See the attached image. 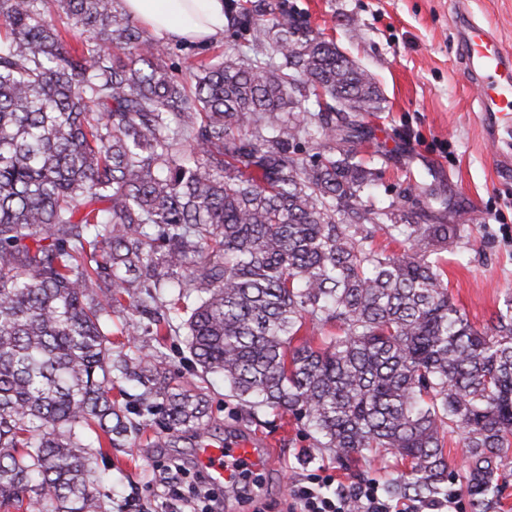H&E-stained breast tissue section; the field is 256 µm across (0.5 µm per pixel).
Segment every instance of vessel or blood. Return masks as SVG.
Instances as JSON below:
<instances>
[{
    "label": "vessel or blood",
    "mask_w": 512,
    "mask_h": 512,
    "mask_svg": "<svg viewBox=\"0 0 512 512\" xmlns=\"http://www.w3.org/2000/svg\"><path fill=\"white\" fill-rule=\"evenodd\" d=\"M464 76L482 90L481 124L489 137L512 142V57L483 26H469ZM202 466L217 485L253 484L264 463L251 439H225L222 447L202 452Z\"/></svg>",
    "instance_id": "1"
}]
</instances>
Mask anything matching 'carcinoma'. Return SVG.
Instances as JSON below:
<instances>
[{
	"instance_id": "carcinoma-1",
	"label": "carcinoma",
	"mask_w": 512,
	"mask_h": 512,
	"mask_svg": "<svg viewBox=\"0 0 512 512\" xmlns=\"http://www.w3.org/2000/svg\"><path fill=\"white\" fill-rule=\"evenodd\" d=\"M248 2L180 81L123 0H0V512H110L106 449L158 415V448L207 432L174 336L251 414H293L342 462L408 461L391 495L447 493L455 433L472 496L501 493L512 301L469 323L439 264L455 227L369 202L371 76Z\"/></svg>"
}]
</instances>
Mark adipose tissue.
<instances>
[{"label": "adipose tissue", "mask_w": 512, "mask_h": 512, "mask_svg": "<svg viewBox=\"0 0 512 512\" xmlns=\"http://www.w3.org/2000/svg\"><path fill=\"white\" fill-rule=\"evenodd\" d=\"M152 32L175 40L207 42L224 32V0H123Z\"/></svg>", "instance_id": "ef3b65f1"}]
</instances>
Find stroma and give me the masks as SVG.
<instances>
[{"instance_id":"1","label":"stroma","mask_w":512,"mask_h":512,"mask_svg":"<svg viewBox=\"0 0 512 512\" xmlns=\"http://www.w3.org/2000/svg\"><path fill=\"white\" fill-rule=\"evenodd\" d=\"M310 27L337 46L375 80L385 111L365 117L371 143L359 156L382 168L372 200H400L404 188L426 177L433 194L423 199L429 211L446 209L458 236L442 250L444 283L452 302L476 327L486 325L512 298V166L500 160L502 148L489 140L478 121L480 97L462 76L464 54L459 14L489 27L512 52V0H287ZM168 63L188 79L190 62L224 51L223 40L197 44L175 40ZM210 427L196 438L158 448L152 425L132 435L122 448L109 449L99 471L112 498V512H155L160 504V474L170 461L197 471L204 445H219L229 435L256 437L268 464L260 489L218 488L232 512H288V490L302 475L325 470L350 487L386 483L403 469L391 453L367 454L356 467L340 466L333 453L317 447L295 419L265 410L247 417L221 381L207 390Z\"/></svg>"}]
</instances>
